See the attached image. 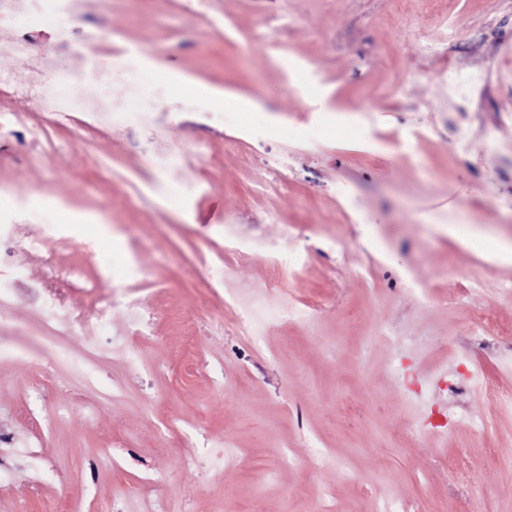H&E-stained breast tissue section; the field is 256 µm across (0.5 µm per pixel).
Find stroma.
I'll use <instances>...</instances> for the list:
<instances>
[{"label":"stroma","mask_w":512,"mask_h":512,"mask_svg":"<svg viewBox=\"0 0 512 512\" xmlns=\"http://www.w3.org/2000/svg\"><path fill=\"white\" fill-rule=\"evenodd\" d=\"M447 2L438 18L424 0H19L20 15L45 20L0 70L19 83L47 67L120 76L109 125L0 87V225L45 239L13 264L23 285L60 289L80 309L134 283L126 238L137 237V283L168 315L162 344L140 354L172 372H136L116 353L94 391L56 367L72 401L48 430L25 408L34 371L0 356V419L59 475L35 493L18 467L0 512H44L62 488L83 500L84 459L112 440L130 475L170 472L162 494L177 512H240L255 495L263 512H307L322 492L350 512L422 496L451 512H512V406L492 412L483 393L440 388L478 356L473 311L512 329V262L488 258L512 241V0ZM452 69L473 80L456 96ZM130 84L149 123L125 111ZM225 93L250 109L225 111ZM63 209L88 223L55 231ZM287 227L317 251L286 271L277 299L314 296L321 309L279 323L254 352L212 330L224 289L205 275L224 265L226 231L276 240ZM334 237L344 250L321 256ZM269 263L254 251L236 266L243 298L266 295ZM185 318L205 359L230 373L223 393L182 372ZM44 333L24 301L0 305V336L34 349ZM116 386L120 400L83 429L84 401ZM172 414L208 416L207 438L224 449L219 489L178 470L180 445L153 453ZM472 415L488 426L474 430ZM284 446L294 467L278 463ZM316 447L321 470L306 465Z\"/></svg>","instance_id":"stroma-1"}]
</instances>
